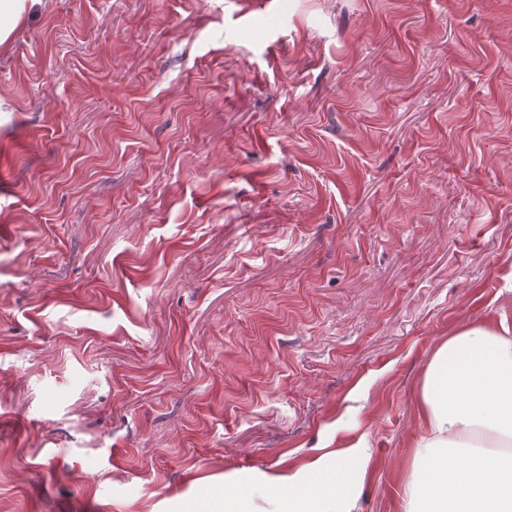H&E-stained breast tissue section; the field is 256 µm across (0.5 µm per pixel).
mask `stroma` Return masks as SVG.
I'll return each instance as SVG.
<instances>
[{
	"label": "stroma",
	"mask_w": 512,
	"mask_h": 512,
	"mask_svg": "<svg viewBox=\"0 0 512 512\" xmlns=\"http://www.w3.org/2000/svg\"><path fill=\"white\" fill-rule=\"evenodd\" d=\"M0 512H196L512 309V0H28L0 46Z\"/></svg>",
	"instance_id": "stroma-1"
}]
</instances>
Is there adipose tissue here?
<instances>
[{
  "instance_id": "ef3b65f1",
  "label": "adipose tissue",
  "mask_w": 512,
  "mask_h": 512,
  "mask_svg": "<svg viewBox=\"0 0 512 512\" xmlns=\"http://www.w3.org/2000/svg\"><path fill=\"white\" fill-rule=\"evenodd\" d=\"M422 429L403 477L404 512H512V325L452 331L416 392ZM367 435L258 475L270 512H360Z\"/></svg>"
}]
</instances>
